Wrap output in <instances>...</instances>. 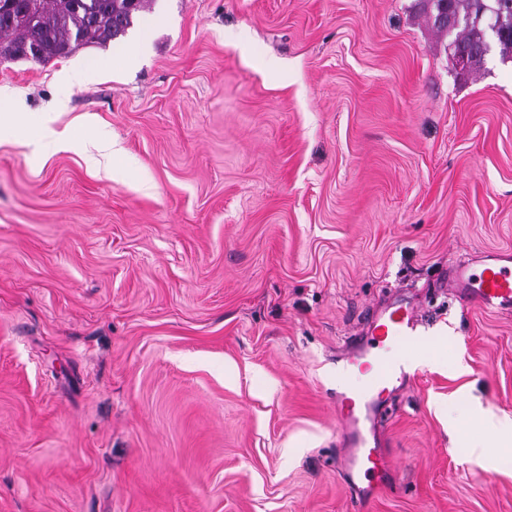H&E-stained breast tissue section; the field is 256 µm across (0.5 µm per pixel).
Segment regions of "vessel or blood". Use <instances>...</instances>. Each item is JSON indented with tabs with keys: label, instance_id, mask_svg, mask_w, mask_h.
Returning <instances> with one entry per match:
<instances>
[{
	"label": "vessel or blood",
	"instance_id": "b4317fda",
	"mask_svg": "<svg viewBox=\"0 0 512 512\" xmlns=\"http://www.w3.org/2000/svg\"><path fill=\"white\" fill-rule=\"evenodd\" d=\"M452 280L469 303L494 312L512 309L511 268L495 262L478 270L461 265L453 271ZM421 322L413 307L395 303L384 314L371 315V331L362 349L346 358L347 371L357 370L367 376L363 388L345 385L336 394L350 448L346 471L351 476H363L372 488L386 485L389 464L380 449L368 446L363 425L384 405L390 387L402 381L403 365L397 356L417 339Z\"/></svg>",
	"mask_w": 512,
	"mask_h": 512
}]
</instances>
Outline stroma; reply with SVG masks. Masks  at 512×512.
I'll return each instance as SVG.
<instances>
[{
  "instance_id": "1",
  "label": "stroma",
  "mask_w": 512,
  "mask_h": 512,
  "mask_svg": "<svg viewBox=\"0 0 512 512\" xmlns=\"http://www.w3.org/2000/svg\"><path fill=\"white\" fill-rule=\"evenodd\" d=\"M447 42L418 0H151L0 64L40 122L0 135V512H512L483 425L512 416V312L443 285L512 258V63ZM401 295L448 344L371 423L369 489L338 359Z\"/></svg>"
}]
</instances>
